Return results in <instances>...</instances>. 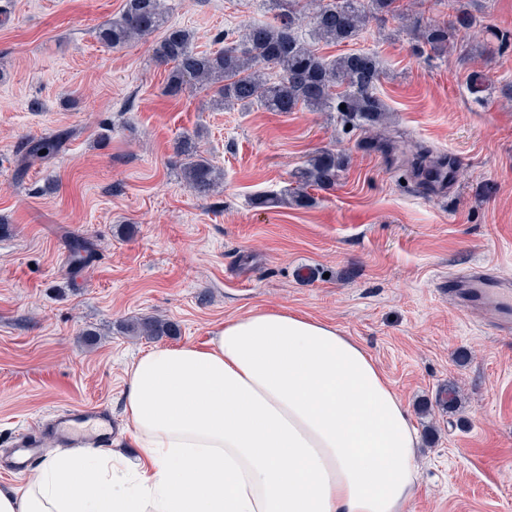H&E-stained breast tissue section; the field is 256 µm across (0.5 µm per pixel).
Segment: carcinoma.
Listing matches in <instances>:
<instances>
[{"mask_svg":"<svg viewBox=\"0 0 512 512\" xmlns=\"http://www.w3.org/2000/svg\"><path fill=\"white\" fill-rule=\"evenodd\" d=\"M275 15L247 25L238 41L215 52H197L192 35L179 28H166L152 47L153 56L171 65L167 89L176 95L188 86L214 90V105L238 106L244 110L260 105L270 112H291L297 107L310 111L341 112L348 120L365 127L377 124L387 111L377 96L382 75L373 53L358 52L327 59L299 34L303 23L310 26L313 40L327 45L354 39L375 15H395L397 0H271ZM166 24L164 0H125L119 18L103 25L99 39L121 47L149 36ZM471 15L462 10L444 25L416 28L417 48L434 54L454 49L457 32L472 27ZM277 69L273 76L265 67ZM69 133L27 141L20 149L22 161L43 160L56 153ZM182 157L181 172L185 183L196 194L207 196L218 186L221 174L204 157L195 138L185 136L177 142ZM343 167V157L324 150L312 156L297 175V188L291 196L256 199L263 207L290 202L308 207L310 187L327 188L336 184ZM124 330L131 336H170L173 326L162 320H130Z\"/></svg>","mask_w":512,"mask_h":512,"instance_id":"cac0c4a2","label":"carcinoma"}]
</instances>
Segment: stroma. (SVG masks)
<instances>
[{
  "mask_svg": "<svg viewBox=\"0 0 512 512\" xmlns=\"http://www.w3.org/2000/svg\"><path fill=\"white\" fill-rule=\"evenodd\" d=\"M166 4L198 52L272 15L267 0ZM123 5L0 0V488L26 481L1 465L17 434L70 407L108 409L122 424L113 448L136 454L122 412L135 358L285 307L366 346L397 391L419 438L408 512H512V340L451 311L442 288L468 269L512 276V0H399L400 15L371 18L358 39L317 43L329 59L378 56L387 118L367 130L303 107L219 110L204 88L169 95L149 43L100 42ZM462 7L476 23L460 50L417 53L410 23ZM66 129L60 152L18 171L23 143ZM186 134L224 173L210 195L179 175ZM320 150L345 166L312 206L256 205L295 188ZM77 239L83 268L70 262ZM148 317L176 335L123 334Z\"/></svg>",
  "mask_w": 512,
  "mask_h": 512,
  "instance_id": "35a3bbf8",
  "label": "stroma"
}]
</instances>
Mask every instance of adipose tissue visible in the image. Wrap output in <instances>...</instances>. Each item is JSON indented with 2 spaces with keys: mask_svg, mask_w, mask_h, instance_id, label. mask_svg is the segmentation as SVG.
Returning a JSON list of instances; mask_svg holds the SVG:
<instances>
[{
  "mask_svg": "<svg viewBox=\"0 0 512 512\" xmlns=\"http://www.w3.org/2000/svg\"><path fill=\"white\" fill-rule=\"evenodd\" d=\"M142 450L63 452L0 512H406L418 438L366 349L285 309L226 320L204 346L125 372Z\"/></svg>",
  "mask_w": 512,
  "mask_h": 512,
  "instance_id": "adipose-tissue-1",
  "label": "adipose tissue"
}]
</instances>
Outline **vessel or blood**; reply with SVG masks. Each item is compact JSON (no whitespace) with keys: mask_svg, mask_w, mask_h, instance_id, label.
<instances>
[{"mask_svg":"<svg viewBox=\"0 0 512 512\" xmlns=\"http://www.w3.org/2000/svg\"><path fill=\"white\" fill-rule=\"evenodd\" d=\"M448 301L455 310L481 314L486 325L503 339L512 338V280L492 273H473L450 278ZM114 427L111 415L102 409L69 408L48 428L47 436L70 447H100L111 443ZM42 445V437L19 434L10 464L28 467Z\"/></svg>","mask_w":512,"mask_h":512,"instance_id":"1","label":"vessel or blood"}]
</instances>
